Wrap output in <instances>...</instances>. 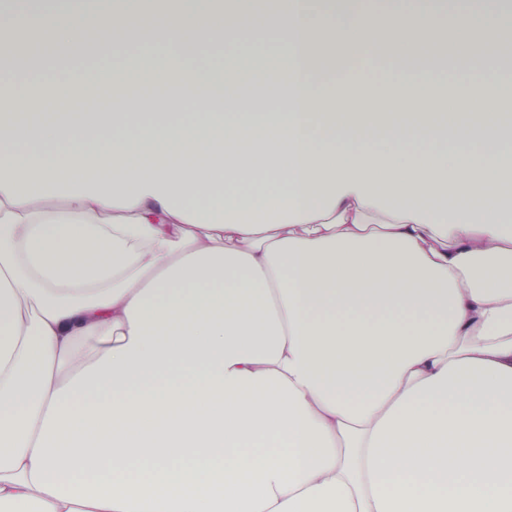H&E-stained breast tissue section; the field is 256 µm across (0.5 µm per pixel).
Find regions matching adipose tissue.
Segmentation results:
<instances>
[{
    "label": "adipose tissue",
    "instance_id": "obj_1",
    "mask_svg": "<svg viewBox=\"0 0 512 512\" xmlns=\"http://www.w3.org/2000/svg\"><path fill=\"white\" fill-rule=\"evenodd\" d=\"M338 2L0 9L85 56L281 35L265 112L155 61L198 123L34 118L0 64V512H512V152L399 149L493 136L422 78L474 21ZM326 43L417 75L316 90ZM367 68L370 71V82L365 90L374 95H396L401 81L414 75L398 61L390 58L383 50L368 55Z\"/></svg>",
    "mask_w": 512,
    "mask_h": 512
}]
</instances>
